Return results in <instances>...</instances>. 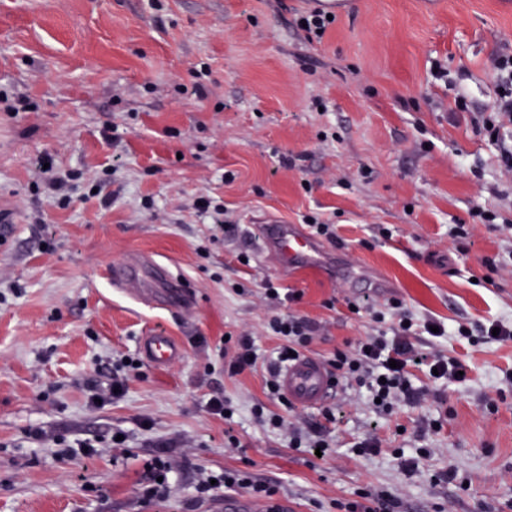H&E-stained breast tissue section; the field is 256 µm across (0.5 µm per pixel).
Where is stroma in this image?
<instances>
[{
	"instance_id": "stroma-1",
	"label": "stroma",
	"mask_w": 512,
	"mask_h": 512,
	"mask_svg": "<svg viewBox=\"0 0 512 512\" xmlns=\"http://www.w3.org/2000/svg\"><path fill=\"white\" fill-rule=\"evenodd\" d=\"M428 2L352 0L310 40L298 20L315 0H0V90L32 103L0 112V206L12 219L0 240V512H209L224 492L197 502L200 471L225 467L272 481L296 512L362 488L390 491L402 512H512V341L422 336L469 364L467 381L417 372L419 401L389 417L358 391L337 392L335 445L322 457L254 418L268 400L263 372H224L225 334H251L264 357L278 344L264 329L280 311L261 298L268 279L301 293L297 310L321 326L309 348L320 358L370 334L369 319L347 309L364 295L450 330L512 322V272L482 265L512 253V172L470 121L498 95L512 8ZM204 67V101L181 94ZM45 153L59 171L107 177L111 205L78 194L56 206L33 165ZM201 194L223 202L227 232L196 215ZM310 215L335 226L330 249L359 283L261 261L253 219ZM459 223L471 228L461 259L449 236ZM137 252L184 280L192 313L113 291L105 273ZM149 327L174 336L182 356L142 364L124 397L89 406L90 387L138 356ZM217 395L231 422L210 414ZM228 425L239 447H225ZM33 426L44 445L27 439ZM116 431L127 447L61 455L62 443ZM366 434L382 447L363 459L352 443ZM160 447L177 467L167 495L145 505L140 478ZM410 448L430 454L407 474L395 452ZM451 469L454 480L434 481Z\"/></svg>"
}]
</instances>
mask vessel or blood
Here are the masks:
<instances>
[{
  "label": "vessel or blood",
  "instance_id": "obj_1",
  "mask_svg": "<svg viewBox=\"0 0 512 512\" xmlns=\"http://www.w3.org/2000/svg\"><path fill=\"white\" fill-rule=\"evenodd\" d=\"M259 252L281 269L326 268L345 276L343 259H331L329 250L296 224H260L256 227ZM109 280L117 291L148 307H173L188 311L194 300L181 279L167 266L149 256H134L113 263ZM138 348L151 365L166 366L182 355L181 344L160 330H148ZM279 388L291 404L315 409L328 402L334 389L328 366L319 358L303 355L278 373Z\"/></svg>",
  "mask_w": 512,
  "mask_h": 512
}]
</instances>
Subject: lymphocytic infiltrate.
<instances>
[{"label": "lymphocytic infiltrate", "instance_id": "lymphocytic-infiltrate-1", "mask_svg": "<svg viewBox=\"0 0 512 512\" xmlns=\"http://www.w3.org/2000/svg\"><path fill=\"white\" fill-rule=\"evenodd\" d=\"M501 93L496 102L473 119L477 132L496 138L503 166L512 171V141L500 137L504 125L512 124V54L501 53L496 60ZM356 315H367L376 323L377 335L358 338L345 348L335 349L326 363L332 369L335 382H344L366 389L369 398L377 402V411L393 413L397 402L414 401L417 392L411 378L420 368L437 369L439 377L458 379L465 365L439 353L416 347L415 334L410 327L409 313L384 312L376 309L373 301L362 299L355 304ZM265 329L275 336L279 345L276 357L267 366L265 381L269 394L280 397L277 382L279 364L288 362L291 355L308 351L319 325L295 312L279 313L268 318ZM243 491L249 495L275 503L278 489L270 482L258 478L252 471L225 468L219 471H202L196 485L197 499L210 498L213 488Z\"/></svg>", "mask_w": 512, "mask_h": 512}]
</instances>
